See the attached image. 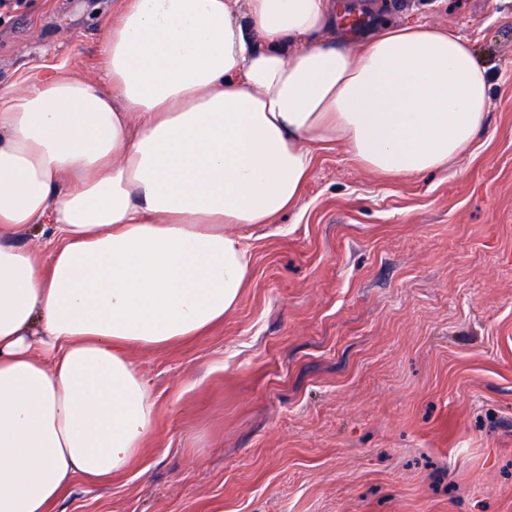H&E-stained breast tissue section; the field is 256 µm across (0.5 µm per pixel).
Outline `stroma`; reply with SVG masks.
Masks as SVG:
<instances>
[{"label": "stroma", "instance_id": "stroma-1", "mask_svg": "<svg viewBox=\"0 0 512 512\" xmlns=\"http://www.w3.org/2000/svg\"><path fill=\"white\" fill-rule=\"evenodd\" d=\"M112 0L0 10V89L100 83ZM468 38L484 131L414 179L317 151L299 208L246 229L247 284L203 335L131 348L156 427L54 512H512V0H385Z\"/></svg>", "mask_w": 512, "mask_h": 512}]
</instances>
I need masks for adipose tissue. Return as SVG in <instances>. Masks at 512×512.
Returning a JSON list of instances; mask_svg holds the SVG:
<instances>
[{
  "label": "adipose tissue",
  "mask_w": 512,
  "mask_h": 512,
  "mask_svg": "<svg viewBox=\"0 0 512 512\" xmlns=\"http://www.w3.org/2000/svg\"><path fill=\"white\" fill-rule=\"evenodd\" d=\"M336 0H114L97 89L0 91V512L111 482L156 425L125 351L223 321L240 226L297 207L318 148L414 178L478 136L491 81L430 22L336 33ZM39 230L47 253L15 243Z\"/></svg>",
  "instance_id": "ef3b65f1"
}]
</instances>
